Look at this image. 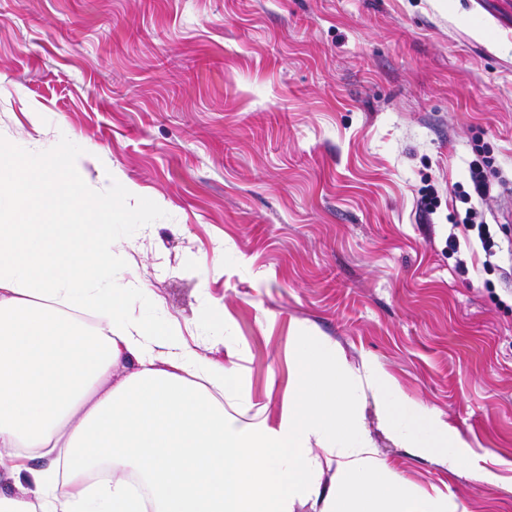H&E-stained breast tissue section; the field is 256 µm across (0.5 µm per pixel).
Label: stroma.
<instances>
[{
  "label": "stroma",
  "instance_id": "obj_1",
  "mask_svg": "<svg viewBox=\"0 0 512 512\" xmlns=\"http://www.w3.org/2000/svg\"><path fill=\"white\" fill-rule=\"evenodd\" d=\"M0 138L136 188L141 311L233 354L225 412L278 425L300 338L336 344L472 448L449 469L360 398L411 495L512 512V236L490 272L476 234L448 248L473 159L484 222L512 199V0H0Z\"/></svg>",
  "mask_w": 512,
  "mask_h": 512
}]
</instances>
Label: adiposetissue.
<instances>
[{
    "label": "adipose tissue",
    "instance_id": "ef3b65f1",
    "mask_svg": "<svg viewBox=\"0 0 512 512\" xmlns=\"http://www.w3.org/2000/svg\"><path fill=\"white\" fill-rule=\"evenodd\" d=\"M76 169L0 142V512H438L372 459L359 396L400 444L446 437L449 468L466 441L335 345L303 342L278 427L227 414L237 364L137 314L151 291L112 237L127 193L92 194ZM314 445L342 457V491L321 490Z\"/></svg>",
    "mask_w": 512,
    "mask_h": 512
}]
</instances>
